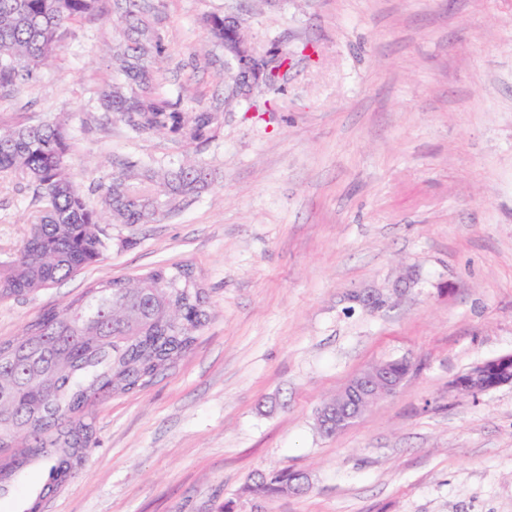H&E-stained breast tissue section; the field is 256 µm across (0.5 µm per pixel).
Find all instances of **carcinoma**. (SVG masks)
I'll return each instance as SVG.
<instances>
[{
	"label": "carcinoma",
	"instance_id": "1",
	"mask_svg": "<svg viewBox=\"0 0 512 512\" xmlns=\"http://www.w3.org/2000/svg\"><path fill=\"white\" fill-rule=\"evenodd\" d=\"M97 0H0V87L14 86L52 65L64 30L92 12ZM134 18L131 44L119 47L118 73L139 92L102 90L118 119L135 132L180 130L191 140L210 128L211 114L183 112L154 86L163 57L154 33V5L126 0ZM72 144L63 121L0 124V172L34 187L36 222L22 244L0 260V300L35 294L99 263L112 249L103 224H141L172 211L207 185L205 169H169L164 196L153 193L157 170L113 179L93 204L67 171ZM192 266L159 265L132 278L90 282L61 310L49 309L12 339L0 341V497L26 466L45 461L48 481L23 512H41L64 490L95 447V408L104 399L150 384L194 346L211 318L204 288L186 295L177 285ZM296 471H257L245 492L256 499L302 492Z\"/></svg>",
	"mask_w": 512,
	"mask_h": 512
}]
</instances>
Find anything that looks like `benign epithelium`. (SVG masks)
Returning <instances> with one entry per match:
<instances>
[{"instance_id": "obj_1", "label": "benign epithelium", "mask_w": 512, "mask_h": 512, "mask_svg": "<svg viewBox=\"0 0 512 512\" xmlns=\"http://www.w3.org/2000/svg\"><path fill=\"white\" fill-rule=\"evenodd\" d=\"M231 38L232 43L224 45V51L230 56L235 54L240 59V66L232 75V93L245 98L256 86L270 83L269 67L266 56L257 53L245 43L239 25H234ZM401 383V377L393 374L381 362L363 369L336 396L319 408L317 417L322 420L321 432L332 435L345 429L370 404L393 394ZM511 384L512 353H509L474 366L455 380L453 388L478 395Z\"/></svg>"}]
</instances>
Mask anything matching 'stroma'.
Segmentation results:
<instances>
[{
  "mask_svg": "<svg viewBox=\"0 0 512 512\" xmlns=\"http://www.w3.org/2000/svg\"><path fill=\"white\" fill-rule=\"evenodd\" d=\"M124 0L70 25L36 79L0 93V123L64 120L70 169L97 200L125 164L202 162L209 186L52 288L0 300V340L101 278L192 265L212 309L193 348L95 411L98 445L44 512H512V386L453 381L512 352V0H160L163 90L213 113L196 141L106 112ZM237 17L289 64L225 102L212 36ZM37 207L0 173V258ZM415 366L325 436L315 413L371 363ZM304 473L255 499L256 470Z\"/></svg>",
  "mask_w": 512,
  "mask_h": 512,
  "instance_id": "stroma-1",
  "label": "stroma"
}]
</instances>
